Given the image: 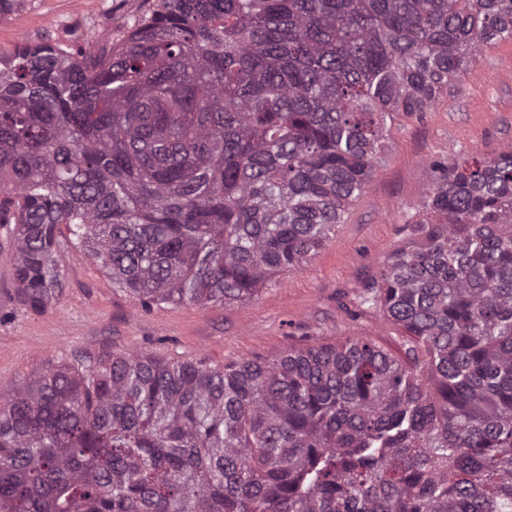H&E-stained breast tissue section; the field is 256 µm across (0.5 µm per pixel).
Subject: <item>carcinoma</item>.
Masks as SVG:
<instances>
[{"instance_id":"cac0c4a2","label":"carcinoma","mask_w":512,"mask_h":512,"mask_svg":"<svg viewBox=\"0 0 512 512\" xmlns=\"http://www.w3.org/2000/svg\"><path fill=\"white\" fill-rule=\"evenodd\" d=\"M512 0H157L126 39L0 53V224L32 309L58 252L143 308L244 303L345 223ZM356 305L397 327L222 367L76 356L0 400V512H512V146L426 162Z\"/></svg>"}]
</instances>
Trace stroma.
I'll list each match as a JSON object with an SVG mask.
<instances>
[{
  "mask_svg": "<svg viewBox=\"0 0 512 512\" xmlns=\"http://www.w3.org/2000/svg\"><path fill=\"white\" fill-rule=\"evenodd\" d=\"M154 0H16L0 13V52L25 42L113 45L152 9ZM512 144V41L482 52L433 109L395 119L389 145L344 224L296 272L271 276L250 302L221 307L185 303L141 308L92 262L70 250L58 262L61 288L32 311L13 275V242L0 228V398L46 367L76 355L144 352L160 360L224 363L272 360L309 343L369 336L400 354L398 332L378 313L351 305L411 235L424 210L425 162L486 155Z\"/></svg>",
  "mask_w": 512,
  "mask_h": 512,
  "instance_id": "1",
  "label": "stroma"
}]
</instances>
